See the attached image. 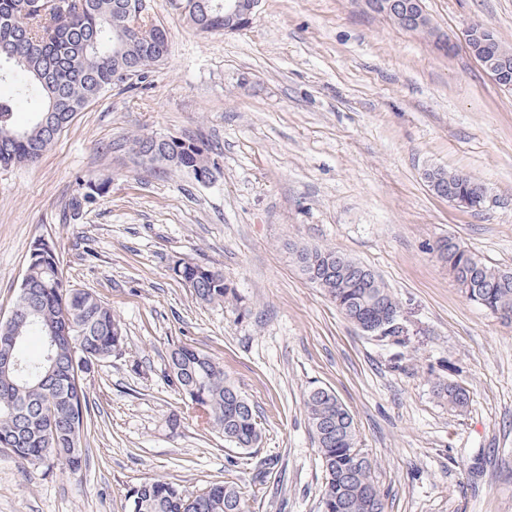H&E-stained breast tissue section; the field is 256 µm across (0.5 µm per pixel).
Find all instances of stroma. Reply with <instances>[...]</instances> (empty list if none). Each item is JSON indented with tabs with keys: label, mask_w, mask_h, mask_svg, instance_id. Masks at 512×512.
<instances>
[{
	"label": "stroma",
	"mask_w": 512,
	"mask_h": 512,
	"mask_svg": "<svg viewBox=\"0 0 512 512\" xmlns=\"http://www.w3.org/2000/svg\"><path fill=\"white\" fill-rule=\"evenodd\" d=\"M150 5L166 62L78 113L37 163L0 168V316L45 238L126 336L84 377L81 470L0 450V512H129L128 489L150 478L193 490L232 480L250 512H320L312 386L353 415L386 512H512V324L469 302L432 251L451 235L512 268V89L460 43L479 23L512 50V0H422L458 40L450 55L367 0H261L227 35L196 31L174 0ZM137 134L205 141L214 180L143 164ZM430 168L475 178L485 204L436 196ZM88 178L104 193L72 216ZM305 244L375 271L401 334L346 320L295 265ZM178 259L223 270L240 303L198 304L170 270ZM182 344L221 362L254 404L255 453L187 414L167 381ZM439 382L467 389L468 405L439 400Z\"/></svg>",
	"instance_id": "stroma-1"
}]
</instances>
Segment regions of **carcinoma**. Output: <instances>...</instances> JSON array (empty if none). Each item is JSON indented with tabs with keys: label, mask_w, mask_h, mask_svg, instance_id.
Masks as SVG:
<instances>
[{
	"label": "carcinoma",
	"mask_w": 512,
	"mask_h": 512,
	"mask_svg": "<svg viewBox=\"0 0 512 512\" xmlns=\"http://www.w3.org/2000/svg\"><path fill=\"white\" fill-rule=\"evenodd\" d=\"M389 17L400 27L419 30L420 7L414 0H384ZM135 0H0V83L13 95L0 98V167L36 162L74 115L91 101L125 82L122 73L139 78L168 53L165 29L142 19L143 33L121 27ZM188 18L200 32L224 30V0H196ZM35 104L30 122L20 126L16 110ZM137 155L184 171L198 183L213 177L215 163L202 140L184 142L156 136L133 140ZM426 179L438 197L462 193L475 197L483 186H462L457 173L431 169ZM102 184L86 180L71 201L73 215L95 204ZM437 256L471 302L486 311L512 312V269L486 264L460 241L446 236L436 242ZM303 276L323 292L352 323L378 330L390 326L383 312L396 300L373 270L324 246L303 245L293 251ZM174 276L203 305L238 300L224 271L187 262L171 267ZM28 275L35 315L22 327L0 321V448L30 464L55 458L72 471L81 468V431L90 415L82 378L74 376L71 358L95 365L121 350L125 336L112 308L89 290L74 287L59 266L55 246L46 239L29 249ZM32 336L41 341L36 355L26 351ZM20 360L21 370L2 362L6 354ZM180 373L168 382L187 402L194 418L241 450L258 447V414L224 375L211 356L186 345L170 353ZM435 394L453 407L469 401L468 391L452 384L435 386ZM304 406L324 473L321 512H385V493L375 480L369 456H349L359 446L354 418L329 389L313 386ZM137 512H248L233 481L202 492L162 480L143 482L127 491Z\"/></svg>",
	"instance_id": "obj_1"
}]
</instances>
